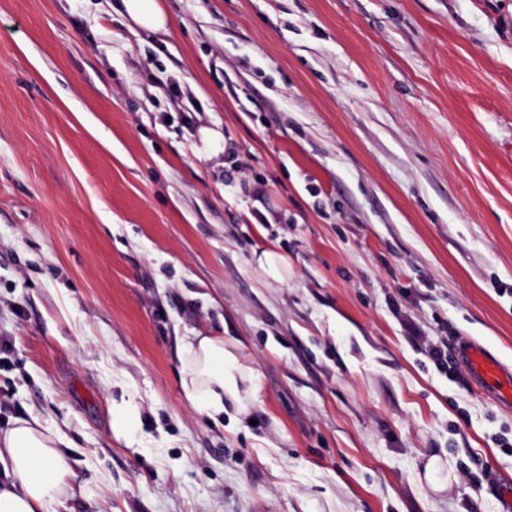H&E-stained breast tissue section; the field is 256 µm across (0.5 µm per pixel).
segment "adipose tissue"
Returning <instances> with one entry per match:
<instances>
[{
    "label": "adipose tissue",
    "mask_w": 512,
    "mask_h": 512,
    "mask_svg": "<svg viewBox=\"0 0 512 512\" xmlns=\"http://www.w3.org/2000/svg\"><path fill=\"white\" fill-rule=\"evenodd\" d=\"M179 374L184 399L211 419H222L226 405L247 411L255 388L233 343L217 334L194 336L180 351ZM60 433L38 419L16 420L0 436V462L8 463V480L0 485V512H52L75 471L61 446Z\"/></svg>",
    "instance_id": "adipose-tissue-1"
}]
</instances>
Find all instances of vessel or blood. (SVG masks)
Wrapping results in <instances>:
<instances>
[{
  "label": "vessel or blood",
  "mask_w": 512,
  "mask_h": 512,
  "mask_svg": "<svg viewBox=\"0 0 512 512\" xmlns=\"http://www.w3.org/2000/svg\"><path fill=\"white\" fill-rule=\"evenodd\" d=\"M455 349L469 379L481 394L503 405L512 404V371L505 369L480 345L461 342L456 344Z\"/></svg>",
  "instance_id": "obj_1"
}]
</instances>
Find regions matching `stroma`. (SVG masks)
I'll use <instances>...</instances> for the list:
<instances>
[{
	"instance_id": "stroma-1",
	"label": "stroma",
	"mask_w": 512,
	"mask_h": 512,
	"mask_svg": "<svg viewBox=\"0 0 512 512\" xmlns=\"http://www.w3.org/2000/svg\"><path fill=\"white\" fill-rule=\"evenodd\" d=\"M120 3L0 0V433L64 435L57 512H499L512 407L418 339L512 365V0ZM201 332L248 413L183 399ZM124 11L131 22L149 32L166 31L168 15L160 6L159 0H121ZM257 264L267 277L276 281H283L288 272L287 258L273 250L262 252ZM235 351L233 343L217 334H198L180 351L182 395L191 407L215 421L224 417L225 399L247 412L254 397L252 372ZM112 433L117 439L126 438L137 427L139 410L137 405L123 400L121 403L112 404Z\"/></svg>"
}]
</instances>
